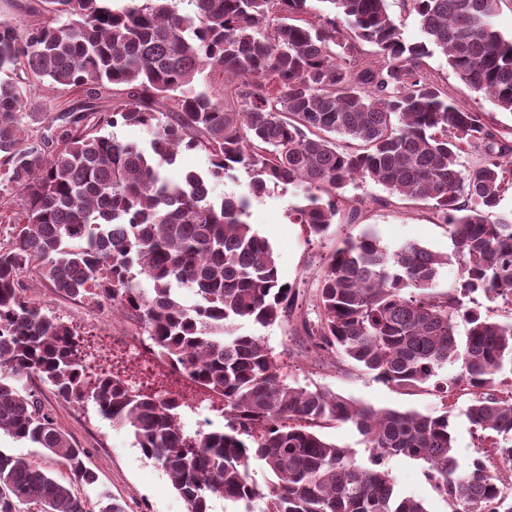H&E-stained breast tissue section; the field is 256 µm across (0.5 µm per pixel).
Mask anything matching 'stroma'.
Returning a JSON list of instances; mask_svg holds the SVG:
<instances>
[{
  "label": "stroma",
  "instance_id": "stroma-1",
  "mask_svg": "<svg viewBox=\"0 0 512 512\" xmlns=\"http://www.w3.org/2000/svg\"><path fill=\"white\" fill-rule=\"evenodd\" d=\"M426 65L432 77L444 85L449 97L459 106L483 112L495 133L512 132V113L501 110L489 96L465 84L451 71L441 51H434ZM346 193L364 199L359 218L337 217L328 235L314 240L307 239L301 226L289 218L294 208L305 203L301 187L271 185L265 195L253 203L246 220L273 248L283 281L298 284L312 280L319 270L322 255L331 252L341 241L369 231L391 250L413 242L447 256L448 263L440 272L437 288L448 291L456 287L459 263L451 229L432 219L423 203L390 198L382 188L361 181L350 184ZM25 285L31 298L41 302L80 337L89 338L95 347L110 352L115 371L131 378L133 384L182 398L180 419L186 431L224 426V403L219 396L171 370L150 353L132 356L126 342L132 330L110 307L59 298L33 277L26 279ZM239 330L264 339L278 356L293 386L328 388L377 409L427 415L442 411L443 401L432 388L401 390L358 369L348 366L339 369L317 361L306 337L296 332L294 322L261 327L243 321ZM32 389L58 426L85 449L86 465L97 472L100 485L123 504L124 512H186L184 501L161 467L147 460L136 446L133 435L127 429L113 426L99 413L94 402L67 403L51 386L40 383L33 384ZM388 468L398 493L421 501L426 512H449L447 501L426 479V463L399 457L390 460Z\"/></svg>",
  "mask_w": 512,
  "mask_h": 512
}]
</instances>
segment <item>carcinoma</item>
<instances>
[{
    "label": "carcinoma",
    "instance_id": "obj_1",
    "mask_svg": "<svg viewBox=\"0 0 512 512\" xmlns=\"http://www.w3.org/2000/svg\"><path fill=\"white\" fill-rule=\"evenodd\" d=\"M188 2L182 13L175 0H35L25 31L0 19V224L10 225L0 239V431L69 470L60 481L0 449V512H123L105 489L96 511L78 495L97 476L85 449L20 390L36 379L128 429L187 512H212L215 499L242 512L258 499L260 512H426L395 491L387 462L400 456L427 463L451 512H512V218L494 217L512 185V141L425 67L432 45L512 112V40L494 24L501 0H409L420 44L404 42L386 0ZM356 40L375 46L380 64L354 55ZM213 73L217 90L201 81ZM42 87L75 100L45 105L42 130L28 135L25 108ZM120 124L143 127L148 146L106 133ZM476 146L486 161L465 174L460 157ZM183 151L207 166L172 174ZM236 169L250 175L249 194L210 193ZM356 179L450 225L460 283L436 290L448 257L414 243L390 251L364 234L323 258L312 322L244 217L269 184H296L308 203L293 223L322 238L341 211L360 215L363 201L345 194ZM31 274L62 298L111 305L158 360L224 399L225 427L188 435L177 397L137 389L110 367L91 373L85 339L27 296ZM182 287L196 296L190 306ZM479 297L505 319L482 313ZM294 318L339 368L399 388L431 384L445 401L471 395L478 456L459 461L450 410L376 409L294 387L265 341L237 328ZM456 361L462 373L440 376ZM326 421L354 425L367 462L314 431ZM256 461L275 477L264 490Z\"/></svg>",
    "mask_w": 512,
    "mask_h": 512
}]
</instances>
